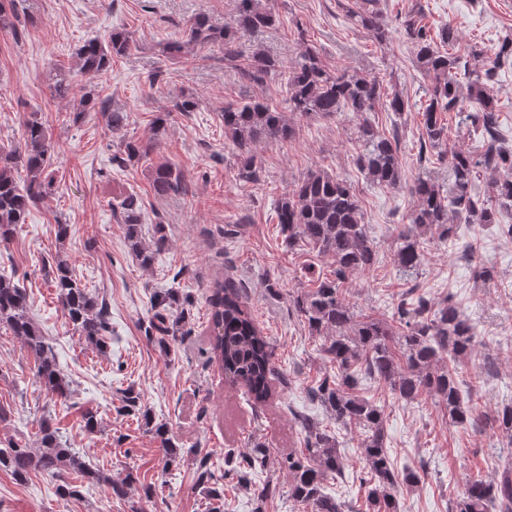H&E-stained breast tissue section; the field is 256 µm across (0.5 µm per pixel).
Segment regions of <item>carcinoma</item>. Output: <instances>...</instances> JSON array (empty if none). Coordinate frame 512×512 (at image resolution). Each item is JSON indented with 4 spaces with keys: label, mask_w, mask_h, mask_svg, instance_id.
Masks as SVG:
<instances>
[{
    "label": "carcinoma",
    "mask_w": 512,
    "mask_h": 512,
    "mask_svg": "<svg viewBox=\"0 0 512 512\" xmlns=\"http://www.w3.org/2000/svg\"><path fill=\"white\" fill-rule=\"evenodd\" d=\"M26 0H0V30L19 39L26 23ZM361 7L347 10L357 26L367 30L380 44L391 37V28L379 7L380 0H360ZM421 11L408 14L402 22L407 38L414 44L416 60L432 78L428 99L420 105L422 140L420 149L436 148L447 142L448 127L442 113L459 117L457 134L461 145L444 155L448 163V189L443 190L428 176H417L409 185L415 199L407 224L399 234L396 263L399 272L411 274L424 259L423 236L427 233L440 241L451 239L457 222L494 224L502 212H512V143L501 139V111L492 85L499 72L512 69V37L502 39L492 56L473 65L466 58L448 52L456 36L447 26L437 33L418 20ZM276 14L261 0H237L231 22L218 28L204 15L187 21L180 39L164 44L170 57L189 53L196 47L219 44L224 47V63L240 70L242 78L253 85L267 86L275 78L285 81L288 111L301 116L331 117L348 112L358 120L356 164L370 181L397 188L403 180L400 137L380 133L367 114L383 107L397 114L410 108L398 93L388 95L376 76L332 72L321 60L315 47L307 44L289 64L261 49L244 55L237 43L240 29H264L275 26ZM133 40L123 29H115L104 41H88L78 51L79 71L95 78L112 65V58L131 51ZM467 88L468 95L461 93ZM53 93L75 97L70 75L57 72ZM198 100L183 96L172 108L154 120V137L146 144L128 141L124 156L115 162L124 165L147 156L165 131L170 112H194ZM100 113L106 127L120 130L127 115L112 108L109 96L93 97L85 92L70 120H82L83 112ZM224 137L234 146L240 159L237 177L245 182L259 180L261 167L257 149L270 142L285 141L293 129L285 113L266 100L250 98L224 106ZM24 148L0 153V241L11 238L15 227L26 223L51 183L54 146L45 123L32 113L23 129ZM26 173L25 185L19 186L18 171ZM483 173L493 174L485 195L476 191ZM151 187L158 196L184 194L187 183L183 171L171 162L156 166L151 173ZM119 216L126 227L131 252L140 266H153L168 244L162 222L155 224L151 242L142 241V212L138 199L131 194L118 204ZM277 224L288 251L304 243L331 258L333 277L320 280L308 291L293 296V305L307 323L311 334L321 338V351L335 371L319 378L308 394L329 409L340 425L360 429L367 512H398L397 490L418 481L412 470H395L387 448L383 409L376 401L357 394L363 382H381L399 398L412 401L426 396L443 407L448 420L456 425L481 427L487 420L492 428L512 443V404L489 416L476 411L465 401L456 364L470 357L477 344L476 325L457 304L447 300L437 305L416 289L401 295L388 318L362 316L346 300L349 276L370 270L377 262V251L368 235L356 192L347 180L325 171H311L293 189L277 201ZM57 299L69 322L80 335L105 355L112 334L110 312L106 303L93 294L74 274L70 262L55 260ZM210 307L208 343L224 383L245 389L252 411L263 410L270 395V380L276 375L273 347L257 328L247 297L231 278L216 279L209 288ZM154 314L144 325L146 338L167 355L171 344L183 342L192 330L166 325L168 312L190 304L188 296L176 288H167L153 296ZM0 329L25 341L37 360L36 377L55 399L70 398V382L57 366L52 347L46 343L28 315V296L5 273L0 274ZM119 413L134 417L160 441L166 457H176V444L165 423H157L144 410L141 396L134 387L124 390ZM305 433L304 448L293 451L280 462L289 478L288 496L309 512H345L339 497L324 491L329 477H341L343 457L336 436L314 422L301 419ZM268 449L261 442L248 453L224 458V479L253 492L262 504L276 489L268 483L255 485L252 477L267 466ZM74 468L90 481L103 482L108 492L119 500L129 497L131 484L113 480L87 468L63 441L60 428L52 418L39 425L33 445L9 441L0 443V469L10 471L23 483L33 473L59 477L66 468ZM197 482L214 501L224 499V484L219 482L208 459L199 460ZM512 512V464L498 478L487 481L473 478L466 483L462 497L449 512Z\"/></svg>",
    "instance_id": "1"
}]
</instances>
